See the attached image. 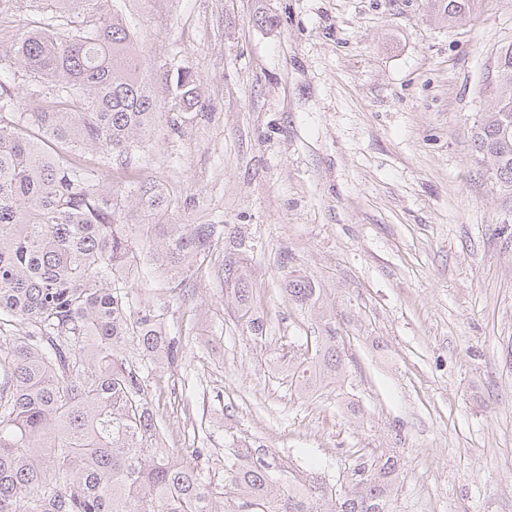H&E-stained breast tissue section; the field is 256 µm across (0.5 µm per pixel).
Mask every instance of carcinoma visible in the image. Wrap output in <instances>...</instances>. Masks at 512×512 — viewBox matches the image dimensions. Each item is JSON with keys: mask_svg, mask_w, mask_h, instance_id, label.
Here are the masks:
<instances>
[{"mask_svg": "<svg viewBox=\"0 0 512 512\" xmlns=\"http://www.w3.org/2000/svg\"><path fill=\"white\" fill-rule=\"evenodd\" d=\"M0 0L14 18L0 40V512H394L400 458L383 448L346 475L350 491L316 474L288 484V462L248 444L206 477L207 448H167L142 362L178 361L180 339L151 307H133L140 256L163 271L172 294L224 240L220 224H135L161 217L163 188L112 184L114 165L143 148L158 99L120 0ZM474 0H434L438 18L466 17ZM34 83L15 93L18 71ZM175 104L196 105L190 74L170 77ZM489 107L471 129L473 156L490 163L512 196V46L501 51ZM238 317L253 335V286L224 256ZM288 300L309 306L320 289L288 280ZM134 343L141 358L127 355ZM290 386L307 394L342 369L335 331L291 355Z\"/></svg>", "mask_w": 512, "mask_h": 512, "instance_id": "carcinoma-1", "label": "carcinoma"}]
</instances>
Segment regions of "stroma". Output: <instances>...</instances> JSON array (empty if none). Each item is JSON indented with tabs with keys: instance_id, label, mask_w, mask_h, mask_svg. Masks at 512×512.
I'll return each instance as SVG.
<instances>
[{
	"instance_id": "stroma-1",
	"label": "stroma",
	"mask_w": 512,
	"mask_h": 512,
	"mask_svg": "<svg viewBox=\"0 0 512 512\" xmlns=\"http://www.w3.org/2000/svg\"><path fill=\"white\" fill-rule=\"evenodd\" d=\"M123 9L161 107L119 175L170 192L169 223L248 233L264 324L254 342L223 249L179 299L154 266L142 270L137 304L189 333L177 366L149 368L169 447L218 460L256 441L291 472L329 479L391 448L396 512H512V202L470 142L487 73L512 45V0H475L452 26L430 0ZM177 68L194 80L189 112L168 95ZM297 275L320 288L319 309L289 302ZM328 325L343 376L296 394L281 354Z\"/></svg>"
}]
</instances>
